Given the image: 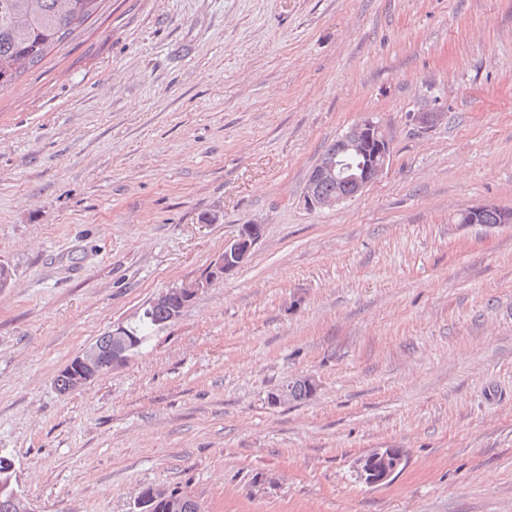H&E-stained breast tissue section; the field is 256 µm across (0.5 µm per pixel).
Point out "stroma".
Segmentation results:
<instances>
[{"label":"stroma","instance_id":"obj_1","mask_svg":"<svg viewBox=\"0 0 512 512\" xmlns=\"http://www.w3.org/2000/svg\"><path fill=\"white\" fill-rule=\"evenodd\" d=\"M439 113L421 129L416 113ZM386 173L304 200L365 117ZM512 0H103L0 91V450L32 512H512ZM250 262L64 394L69 360ZM315 394L269 406L286 381ZM401 448L388 482L355 460ZM274 484L256 493L258 476ZM261 234L262 225H241L238 234L232 240L225 242L224 250L215 256L204 273L170 288L155 298L152 302L155 306L150 303L145 308L139 325L135 327L140 336L143 337V343L155 329L160 328L162 323L166 322L171 316L169 308L157 305L158 303H165L171 298H176L182 303L180 310H183L200 292L210 288L217 281L223 280L226 275L234 273L245 265L250 260Z\"/></svg>","mask_w":512,"mask_h":512}]
</instances>
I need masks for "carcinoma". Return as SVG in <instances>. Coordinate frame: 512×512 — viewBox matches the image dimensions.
I'll return each mask as SVG.
<instances>
[{
	"label": "carcinoma",
	"mask_w": 512,
	"mask_h": 512,
	"mask_svg": "<svg viewBox=\"0 0 512 512\" xmlns=\"http://www.w3.org/2000/svg\"><path fill=\"white\" fill-rule=\"evenodd\" d=\"M101 0H0V89L12 86L27 69L39 65L98 10ZM171 316L168 307L149 305L136 329L143 338ZM313 396L303 377L288 382V400ZM14 473L0 464V512H14Z\"/></svg>",
	"instance_id": "cac0c4a2"
}]
</instances>
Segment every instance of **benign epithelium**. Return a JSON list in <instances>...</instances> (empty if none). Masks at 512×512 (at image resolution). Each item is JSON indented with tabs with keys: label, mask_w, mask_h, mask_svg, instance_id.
Returning <instances> with one entry per match:
<instances>
[{
	"label": "benign epithelium",
	"mask_w": 512,
	"mask_h": 512,
	"mask_svg": "<svg viewBox=\"0 0 512 512\" xmlns=\"http://www.w3.org/2000/svg\"><path fill=\"white\" fill-rule=\"evenodd\" d=\"M392 149L390 132L379 122L367 117L336 141V148L319 157L309 173L304 192L305 202L314 209H331L352 195L360 194L385 172ZM336 184V192L323 190L325 184ZM354 186V194L344 192ZM262 234V225L243 224L238 234L224 243L204 273L186 280L155 298L153 304L176 298L187 306L203 290L235 272L249 260ZM139 344L134 332L121 326L99 342L84 349L64 367L75 391L109 370L125 364L128 353ZM404 462V457L390 450L376 448L357 459L355 469L369 485L387 481Z\"/></svg>",
	"instance_id": "7a95c632"
}]
</instances>
